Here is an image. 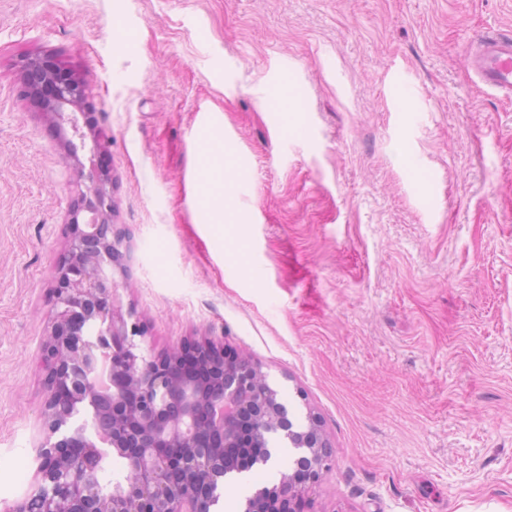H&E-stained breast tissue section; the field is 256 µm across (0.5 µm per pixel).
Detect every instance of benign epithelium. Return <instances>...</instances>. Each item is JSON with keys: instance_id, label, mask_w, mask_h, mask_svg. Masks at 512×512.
Wrapping results in <instances>:
<instances>
[{"instance_id": "benign-epithelium-1", "label": "benign epithelium", "mask_w": 512, "mask_h": 512, "mask_svg": "<svg viewBox=\"0 0 512 512\" xmlns=\"http://www.w3.org/2000/svg\"><path fill=\"white\" fill-rule=\"evenodd\" d=\"M83 100L81 81L58 82L46 115L60 130H74ZM88 139L92 151H100L97 134L64 141L78 168ZM83 196L85 205L69 218L67 261L54 270L55 314L45 344L52 367L43 420L60 438L38 448L37 491L7 512H32L35 502L38 512H211L226 477L242 471L224 457L236 421L248 414L257 434L286 435L288 410L258 365L237 373L219 342H201L200 358L225 374L218 387L205 388L204 377L164 369L162 362L179 361L183 350L160 361L146 341H136L142 337L137 323H127L112 300L121 238L112 230L111 183L92 172ZM96 430L109 435V449L90 438ZM294 441L306 450V467L300 476L284 474L282 485L298 492L327 468L330 444L313 418ZM114 457L126 472L107 480ZM283 500L262 487L245 500L243 512H282L274 504Z\"/></svg>"}]
</instances>
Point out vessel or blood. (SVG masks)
<instances>
[{
    "label": "vessel or blood",
    "instance_id": "1",
    "mask_svg": "<svg viewBox=\"0 0 512 512\" xmlns=\"http://www.w3.org/2000/svg\"><path fill=\"white\" fill-rule=\"evenodd\" d=\"M469 63L485 86L512 97V36L485 33L467 49Z\"/></svg>",
    "mask_w": 512,
    "mask_h": 512
}]
</instances>
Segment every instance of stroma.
Returning a JSON list of instances; mask_svg holds the SVG:
<instances>
[{
	"mask_svg": "<svg viewBox=\"0 0 512 512\" xmlns=\"http://www.w3.org/2000/svg\"><path fill=\"white\" fill-rule=\"evenodd\" d=\"M486 31L512 34V0H0V510L38 484L78 182L25 88L44 56L108 143L82 167L111 177L135 258L115 308L159 356L222 341L297 427L318 421L333 456L310 512H512V99L467 63ZM211 131L239 218L220 237L196 184Z\"/></svg>",
	"mask_w": 512,
	"mask_h": 512,
	"instance_id": "1",
	"label": "stroma"
}]
</instances>
